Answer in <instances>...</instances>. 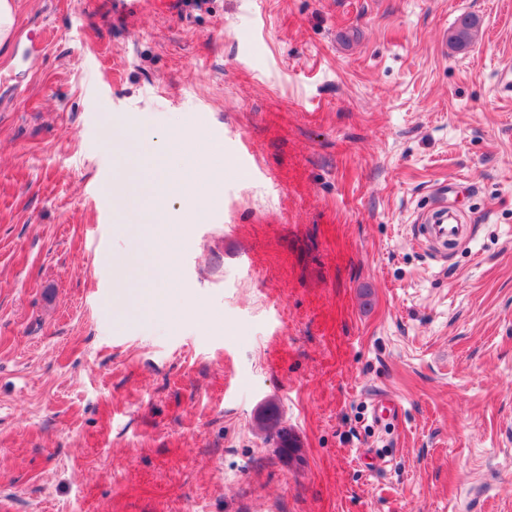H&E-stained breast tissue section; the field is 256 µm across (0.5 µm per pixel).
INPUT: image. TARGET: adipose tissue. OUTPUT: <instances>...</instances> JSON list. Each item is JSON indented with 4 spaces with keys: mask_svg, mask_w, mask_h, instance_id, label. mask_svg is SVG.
<instances>
[{
    "mask_svg": "<svg viewBox=\"0 0 512 512\" xmlns=\"http://www.w3.org/2000/svg\"><path fill=\"white\" fill-rule=\"evenodd\" d=\"M202 148L179 134H171L149 155L147 163L139 164V185L147 191L159 215L158 228L169 227L165 213L170 200H178L184 212L203 217L207 199L218 192L224 176L220 165H206L200 160ZM172 228V227H169ZM175 235H183L184 227L172 228ZM177 255L163 244H155L150 273L127 269L121 279L140 287L144 297L161 301L172 280Z\"/></svg>",
    "mask_w": 512,
    "mask_h": 512,
    "instance_id": "adipose-tissue-1",
    "label": "adipose tissue"
}]
</instances>
